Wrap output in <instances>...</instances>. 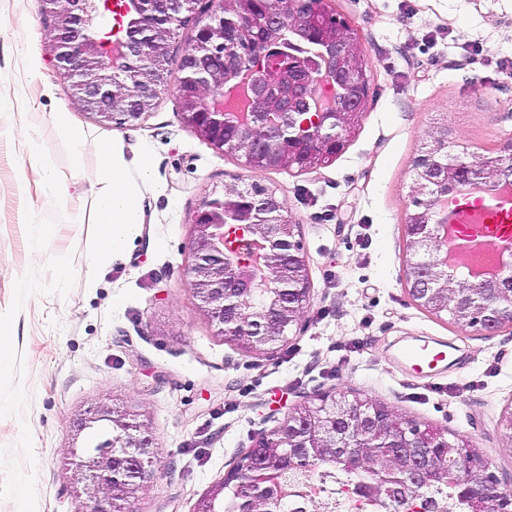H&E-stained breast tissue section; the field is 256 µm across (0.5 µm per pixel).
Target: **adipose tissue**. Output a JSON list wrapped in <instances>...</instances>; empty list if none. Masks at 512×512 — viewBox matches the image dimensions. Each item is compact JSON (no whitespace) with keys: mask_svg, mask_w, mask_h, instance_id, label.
Masks as SVG:
<instances>
[{"mask_svg":"<svg viewBox=\"0 0 512 512\" xmlns=\"http://www.w3.org/2000/svg\"><path fill=\"white\" fill-rule=\"evenodd\" d=\"M52 120L76 151L89 149L99 156L102 186L95 190L94 196L101 251L107 257L121 255L140 231L141 203L154 186L148 157H140L132 165L117 146L88 140L85 131L71 122L67 109L53 113Z\"/></svg>","mask_w":512,"mask_h":512,"instance_id":"ef3b65f1","label":"adipose tissue"}]
</instances>
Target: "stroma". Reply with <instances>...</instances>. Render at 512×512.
<instances>
[{
    "instance_id": "obj_1",
    "label": "stroma",
    "mask_w": 512,
    "mask_h": 512,
    "mask_svg": "<svg viewBox=\"0 0 512 512\" xmlns=\"http://www.w3.org/2000/svg\"><path fill=\"white\" fill-rule=\"evenodd\" d=\"M356 30L367 63L364 111L342 152L308 171L254 169L216 149L181 116L175 83L119 129L83 112L50 57L51 26L38 0H0V512H87L76 490L75 448L110 436L109 409L153 442L154 472L125 512H195L231 463L290 408L323 393L360 395L397 416L478 448L512 490V440L501 419L512 403V329L461 330L410 298L403 224L412 208V163L438 127L454 152L491 157L512 139V0H326ZM41 58L50 96L27 110L15 43L22 31ZM69 108L90 138L125 155L147 154L154 188L125 255L98 262L93 151L74 155L51 119ZM34 127L64 192L45 197ZM256 184L276 192L312 283L311 303L273 350L224 340L185 268L192 222L208 200ZM72 275L58 283L52 261ZM443 344L448 360L428 377L397 364L411 344Z\"/></svg>"
}]
</instances>
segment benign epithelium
Instances as JSON below:
<instances>
[{"label": "benign epithelium", "instance_id": "benign-epithelium-1", "mask_svg": "<svg viewBox=\"0 0 512 512\" xmlns=\"http://www.w3.org/2000/svg\"><path fill=\"white\" fill-rule=\"evenodd\" d=\"M51 18V51L57 72L68 83L84 111L117 127L133 123L148 111L147 99L159 87L151 76L156 59L171 52V38L183 22L196 19L195 35L181 47L182 76L176 86L185 123L218 150L255 152L288 157V167L304 170L309 158L328 151L339 153L351 126L363 112L368 82L366 63L354 29L336 37L333 49L311 31L305 0H262L259 12H242L237 0H40ZM126 19L117 35L97 38L96 16ZM282 27L280 37L251 44L217 74L194 68L196 57L215 40L234 39L243 31L270 25ZM302 30L304 43L288 38ZM132 61L141 63L140 89L119 92L114 77ZM473 187L485 191L512 188V141L499 149L491 163L454 155L446 138L419 151L414 161V209L404 224L409 258L405 285L421 307L448 296V307L461 320L459 328L488 334L512 328V270L475 271L450 286L458 262L448 249L457 233L448 223V198ZM233 190L222 200L205 202L193 220L191 262L186 275L196 296L219 326L225 339L259 349L285 335L310 303L308 263L296 240L299 225L283 215L284 202L258 188L251 206L243 208ZM320 404H300L270 435H261L225 474L224 482L248 487L262 495L265 477L259 474L261 449L321 448L328 435L360 423L350 434V447L376 448L384 464L364 468L369 479L354 491L372 498L389 485L413 489L428 482L463 486L472 512H512V492L501 487L488 462L473 466L464 459L458 471L442 464L448 440L432 427L395 425L385 405L373 414L357 416L362 399L324 420ZM100 420L111 422L113 434L96 449H83L81 481L93 506L89 512H112L117 502L133 497L152 474L151 439L112 412L96 413L82 428Z\"/></svg>", "mask_w": 512, "mask_h": 512}]
</instances>
